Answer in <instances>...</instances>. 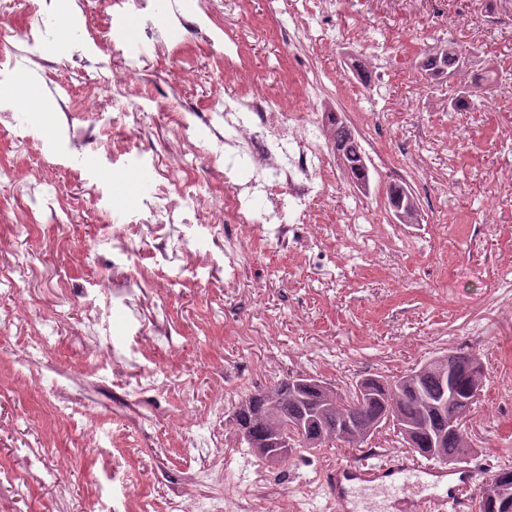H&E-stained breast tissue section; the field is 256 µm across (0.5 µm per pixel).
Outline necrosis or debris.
<instances>
[{"mask_svg":"<svg viewBox=\"0 0 512 512\" xmlns=\"http://www.w3.org/2000/svg\"><path fill=\"white\" fill-rule=\"evenodd\" d=\"M197 7L185 9L184 0H169L167 22L158 25L153 0H100L108 19L93 37L95 58H88L83 47L71 55L70 70L83 72L89 65L105 72L99 83L86 85L77 94L70 84H63L56 95L62 120L54 138L66 152L83 153L108 149V129L129 132L126 151L136 154L149 137L143 114L137 103L156 104L159 119L172 134L169 153L172 166L158 173L138 204L137 219L112 227L116 250L112 254L114 275L104 284L102 296L86 298L82 327L85 336L100 340L110 334L113 303L124 305L134 321H141L146 288V266L135 242L144 225H152L155 244L152 263L173 261L176 257L204 264L225 263L229 269L241 267L250 246L260 240L261 232L272 230L277 243L287 245L294 225L284 224L289 212L306 211L329 169V155L316 133L313 113L291 114L281 96H235L221 101L218 109L198 113L206 133L190 134V125L155 83L139 69L111 64V49L119 20L134 11L144 20V36L139 50H160L178 43L190 34L207 40L201 17H213L221 0H196ZM5 4L0 0V44L11 45L10 57H0V83L8 80L22 58L38 63L48 84H56L58 63L41 48L50 37L47 26L20 27L4 18ZM246 162L253 175L239 178V162ZM265 195L269 207L255 215L251 202ZM237 225L234 236L224 235L223 224ZM180 224H203L211 228V247L203 253L193 251L189 239L176 230Z\"/></svg>","mask_w":512,"mask_h":512,"instance_id":"4bbe7bcc","label":"necrosis or debris"}]
</instances>
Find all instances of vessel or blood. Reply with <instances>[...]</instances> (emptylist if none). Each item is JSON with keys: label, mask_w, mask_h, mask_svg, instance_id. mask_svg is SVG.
Returning a JSON list of instances; mask_svg holds the SVG:
<instances>
[{"label": "vessel or blood", "mask_w": 512, "mask_h": 512, "mask_svg": "<svg viewBox=\"0 0 512 512\" xmlns=\"http://www.w3.org/2000/svg\"><path fill=\"white\" fill-rule=\"evenodd\" d=\"M445 474L446 471L440 464L427 458L419 461L397 458L386 466L371 470L340 464L329 472L330 485L336 488V500L340 503L345 500V494L340 490L341 482L345 479L366 484L387 477L392 484L402 487L407 484L410 477L423 476L429 478L430 485L434 489L429 500L432 512H470L471 502L463 497L459 487L441 488L440 483Z\"/></svg>", "instance_id": "vessel-or-blood-1"}]
</instances>
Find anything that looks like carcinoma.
Listing matches in <instances>:
<instances>
[{"instance_id": "obj_1", "label": "carcinoma", "mask_w": 512, "mask_h": 512, "mask_svg": "<svg viewBox=\"0 0 512 512\" xmlns=\"http://www.w3.org/2000/svg\"><path fill=\"white\" fill-rule=\"evenodd\" d=\"M465 57L453 45L427 53L420 67L436 80L462 73ZM334 150L354 170L366 155L356 132L347 124L332 128ZM486 366L480 355L462 348L452 349L405 370L400 375L361 377L344 388L323 395L313 385L320 378L289 374L271 387L247 393L233 407L236 430L246 427L250 440L277 449L276 464L288 459L280 439L288 438L295 448L309 447L308 439L320 448L332 442L359 447L382 425L392 423L403 444L446 465H457L474 456L466 447L465 428L448 433V413L439 404L454 394L455 404L469 413L475 402L473 391L483 389Z\"/></svg>"}]
</instances>
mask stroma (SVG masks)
Masks as SVG:
<instances>
[{"label":"stroma","mask_w":512,"mask_h":512,"mask_svg":"<svg viewBox=\"0 0 512 512\" xmlns=\"http://www.w3.org/2000/svg\"><path fill=\"white\" fill-rule=\"evenodd\" d=\"M314 0H223L209 27L214 39L147 54L144 66L165 91L185 87L174 105L210 110L241 94L277 95L292 112H338L366 139L370 190L333 169L320 187L313 222L300 225L309 247L254 246L234 281L210 266L176 261L151 276L153 311L172 343L139 341L123 305L112 307L102 353L137 349L144 369L161 368L156 389L130 392L135 372L117 363L89 365L81 315L83 292L112 276V237L101 227L96 184L112 189V210L136 215L153 170L170 161L172 138L155 124L152 151L125 154V133L111 153L60 158L45 142L17 148L0 128V166L21 172L39 162L62 190L66 225L43 223L37 204L0 181V251H27L35 272L24 296L0 298V512H139L141 498L177 495L187 506L224 489V449L238 447L231 422L241 395L289 373H311L342 387L363 375H395L449 348L466 345L487 366L480 401L465 425L475 459L490 479L512 462V0H334L315 42H288L283 29L304 21ZM61 32L49 49L66 62L72 25L83 39L101 27L98 0H50ZM452 41L472 61L490 62L494 80L476 106L450 111L447 81L420 70L423 54ZM193 73L184 83V73ZM321 84L317 100L296 86ZM11 95L25 125L52 128L55 98L35 68L20 64ZM404 181L417 199L418 223L400 224L388 191ZM363 202L376 221V242L355 267L344 264L343 216ZM396 237H387L388 228ZM64 312L61 323H18L29 303ZM48 346L36 377L17 367L31 334ZM80 393L85 416L55 410L57 386ZM140 443L127 468L133 485L112 479L119 448ZM392 433L359 447L296 449L267 467L248 457L241 485L264 482L270 512L303 501L326 512L322 478L332 467L361 468L408 455ZM40 470L28 467L32 457ZM49 470L55 480H40Z\"/></svg>","instance_id":"1"}]
</instances>
